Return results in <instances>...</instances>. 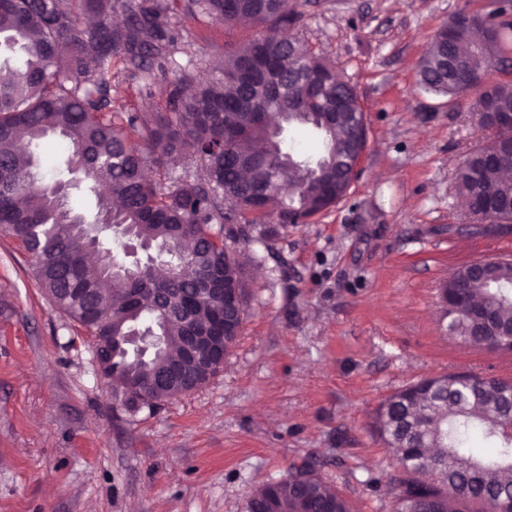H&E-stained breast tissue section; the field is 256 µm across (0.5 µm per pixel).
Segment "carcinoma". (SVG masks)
Here are the masks:
<instances>
[{
  "label": "carcinoma",
  "mask_w": 512,
  "mask_h": 512,
  "mask_svg": "<svg viewBox=\"0 0 512 512\" xmlns=\"http://www.w3.org/2000/svg\"><path fill=\"white\" fill-rule=\"evenodd\" d=\"M285 0H0V229L34 258L40 287L63 314L98 338L106 385L120 389L132 413L147 407L122 386H147L180 357L181 338L206 327L224 305L200 298V276L221 273L245 292V264L224 245L236 238L227 224H307L344 199L352 150L351 125L364 123L356 88L336 67L301 51L282 30L300 22ZM204 15L226 27L248 21L261 35L201 68L172 59L177 34L170 19ZM460 12L432 38L419 66V88L450 98L463 95L442 71L448 32L468 52L462 72L488 76L496 68L512 23L467 25ZM138 74L139 95L155 92L165 107L130 112L112 100L114 64ZM343 122L330 117L336 95ZM472 111L512 113V84L497 83ZM314 131L316 159L285 145L284 132ZM64 142L53 177L40 174L37 149L49 137ZM512 144V129H497L472 150L455 173L462 201L484 199L492 209L512 204V181L494 157ZM187 150L197 172L174 174V155ZM96 197L89 219L69 204L73 190ZM134 239L158 255L134 278L112 287V262ZM105 253L106 261L89 263ZM447 287L512 323V266L485 284L458 270ZM160 336L146 354L127 351L117 338L134 331ZM448 332L466 346L487 349L459 315ZM210 376L188 370L176 399ZM512 383L474 374L444 373L388 397L375 411L373 432L395 450L393 512H477L476 506L512 498ZM497 448L495 457L463 451L471 434ZM351 512L349 502L312 466L288 468V478L252 492L247 512Z\"/></svg>",
  "instance_id": "cac0c4a2"
}]
</instances>
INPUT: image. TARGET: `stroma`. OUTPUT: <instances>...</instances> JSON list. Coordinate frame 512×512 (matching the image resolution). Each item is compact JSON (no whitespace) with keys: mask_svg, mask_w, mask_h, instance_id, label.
Listing matches in <instances>:
<instances>
[{"mask_svg":"<svg viewBox=\"0 0 512 512\" xmlns=\"http://www.w3.org/2000/svg\"><path fill=\"white\" fill-rule=\"evenodd\" d=\"M294 37L355 86L368 142L348 195L266 236L224 368L157 412L123 410L93 339L40 288L0 232V512H247L254 490L309 461L354 512H392L393 455L370 431L403 386L448 370L512 380V355L458 343L439 289L463 264L512 255L470 227L455 171L486 141L473 94L421 92L418 65L459 11L505 0H288ZM174 59L214 61L257 36L171 21Z\"/></svg>","mask_w":512,"mask_h":512,"instance_id":"obj_1","label":"stroma"}]
</instances>
